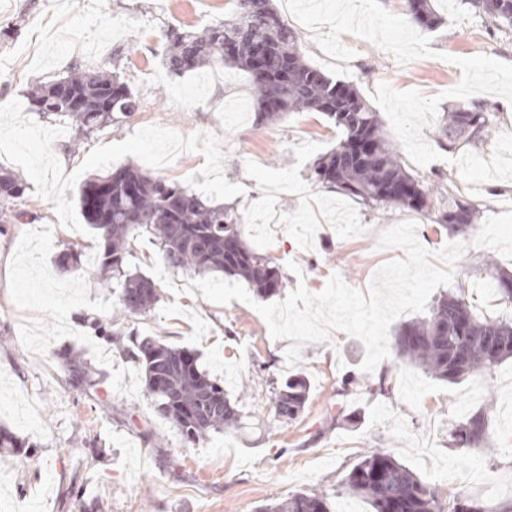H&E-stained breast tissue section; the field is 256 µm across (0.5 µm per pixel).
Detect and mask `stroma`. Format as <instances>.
<instances>
[{"label": "stroma", "mask_w": 512, "mask_h": 512, "mask_svg": "<svg viewBox=\"0 0 512 512\" xmlns=\"http://www.w3.org/2000/svg\"><path fill=\"white\" fill-rule=\"evenodd\" d=\"M434 7L441 23L429 32L433 56L404 65L348 34L341 40L353 60L331 58L301 22L293 27L311 65L367 98L382 81L427 97L451 89L461 77L457 57L485 54L512 63V36L485 24L466 0H434ZM230 13V0H0V27L19 28L0 41V167L27 185L16 202L21 219L0 226V428L28 444L14 466H0V512L16 504L33 512H258L298 492L332 491L370 448L389 451L437 488L490 504L512 500V360L491 379L457 384L406 365L393 374L390 394L373 398L363 391L373 379L360 368L363 344L334 331L329 341L302 349L298 368L310 381L311 399L290 424L275 418L267 397L268 380L289 373V342L274 340L252 307L165 289L147 314L133 316L122 310L112 283L97 277L99 240L81 215L79 192L86 179L129 163L237 211L244 241L275 262L290 291L301 282L320 291L335 273L366 290L381 264L403 258L402 250L377 246L379 233L402 221L416 223L428 250L453 241L424 216L373 210L316 183L314 160L341 137L325 115L294 112L259 127L243 73L220 82L206 69L167 71V26L201 29ZM77 62L119 64L138 110L82 140L69 133L44 146L43 133L61 121L30 111L27 92ZM399 159L428 183L456 180L480 218L512 211V181L468 184L448 162L419 168L407 154ZM71 247L81 254L82 271L56 263ZM291 260L302 276L288 271ZM489 260L512 269V259L471 248L453 281L483 313L497 309ZM98 320L197 352L202 367L244 406V426L184 445L156 415L137 366L95 330ZM68 350L94 376L95 394L71 385L58 358ZM347 374L357 388L340 400L336 388ZM341 405L360 409L359 421L331 426ZM479 407L487 411V448L449 447L450 423Z\"/></svg>", "instance_id": "stroma-1"}]
</instances>
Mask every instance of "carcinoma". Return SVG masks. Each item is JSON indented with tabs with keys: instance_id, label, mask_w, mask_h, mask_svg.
I'll list each match as a JSON object with an SVG mask.
<instances>
[{
	"instance_id": "cac0c4a2",
	"label": "carcinoma",
	"mask_w": 512,
	"mask_h": 512,
	"mask_svg": "<svg viewBox=\"0 0 512 512\" xmlns=\"http://www.w3.org/2000/svg\"><path fill=\"white\" fill-rule=\"evenodd\" d=\"M230 19L200 31L184 27L165 30L166 67L174 75L209 67H229L251 78L255 123L276 121L291 112H320L334 122L342 137L336 147L313 163L315 180L334 187L364 206L377 210L401 208L427 217L454 234L465 233L477 209L456 190L453 181L432 190L400 163L394 141L354 85L335 80L305 60L300 37L279 13L273 0H232ZM495 29L512 31V0H467ZM410 23L432 29L440 23L431 0H405ZM36 112L61 116L76 139L137 110L136 96L111 70L80 65L68 75L36 85L29 93ZM497 128V116L485 105L453 106L437 129L439 146L484 145ZM26 186L21 177L0 167V222L13 224L19 214L13 202ZM85 223L101 239L95 272L103 281L122 282L118 301L125 312L140 316L159 300V284L127 269L129 241L148 233L159 245L164 266L193 274L236 277L262 297L279 294L285 281L272 261L248 248L240 225L224 206L152 176L128 164L86 180L80 191ZM499 313L479 315L461 288L434 297L428 312L401 324L392 338L397 363L427 376L457 384L478 376L490 378L512 359V270L486 263ZM121 353L144 371V391L157 413L179 432L183 442L196 444L208 433L234 430L248 417L238 399L211 378L187 349L137 330ZM72 378L84 389L95 383L86 366L62 353ZM390 370L366 385L371 396L390 393ZM275 417L297 421L310 398L308 378L301 372L268 382ZM488 442L486 410L459 418L448 428L451 448H484ZM339 493L362 499L371 512H512V501L489 505L458 495L443 508L442 494L383 449L359 456L338 484ZM324 492H300L269 504L265 512H330Z\"/></svg>"
}]
</instances>
